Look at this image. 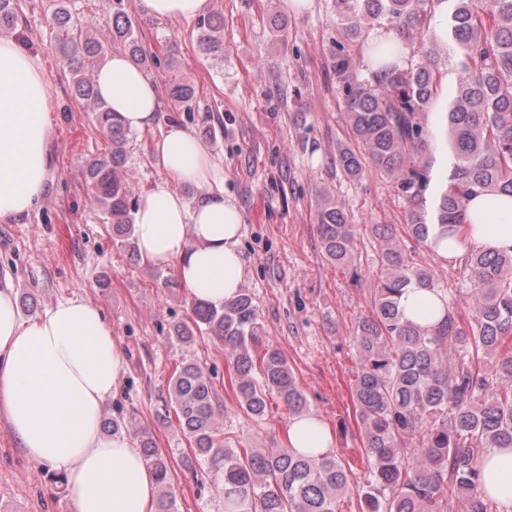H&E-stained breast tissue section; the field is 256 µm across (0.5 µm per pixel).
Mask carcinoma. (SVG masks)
Masks as SVG:
<instances>
[{
	"mask_svg": "<svg viewBox=\"0 0 512 512\" xmlns=\"http://www.w3.org/2000/svg\"><path fill=\"white\" fill-rule=\"evenodd\" d=\"M447 8V28L436 19ZM341 40L331 54L344 92L349 138L336 166L358 182L376 172L405 204L402 231L435 252L478 195L512 197V0H332ZM16 0H0V30L17 29ZM59 55L75 97L95 112L112 148L83 175L112 227V237L138 257L132 189L123 174L128 129L98 97L95 74L106 47L119 41L139 68L159 57L141 46L126 0H112V19L87 28L64 5L54 14ZM199 47L224 51V17L197 23ZM174 105L189 107L193 85L167 86ZM318 235L323 256L356 269V229L346 210L323 193ZM379 274L368 313L352 342L358 357L351 385L354 421L367 456L365 482H351L333 453L295 448L233 447L218 424L223 413L213 372L194 360L168 380L163 418L175 417L189 443L181 463L213 475L224 512H341L355 495L360 512H500L480 488V459L512 448V254L478 251L464 268L472 308L453 301L430 329L408 319L400 302L409 289L448 293L412 262L397 234L374 225ZM208 335L223 346L238 405L264 419L267 399L294 416L307 400L280 349L263 339L251 295L239 291L224 307L196 302L170 337L188 345ZM158 485L155 512H175L172 468L153 433H135Z\"/></svg>",
	"mask_w": 512,
	"mask_h": 512,
	"instance_id": "obj_1",
	"label": "carcinoma"
}]
</instances>
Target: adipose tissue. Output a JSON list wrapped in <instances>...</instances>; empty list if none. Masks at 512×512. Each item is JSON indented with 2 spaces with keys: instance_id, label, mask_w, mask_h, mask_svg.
Masks as SVG:
<instances>
[{
  "instance_id": "ef3b65f1",
  "label": "adipose tissue",
  "mask_w": 512,
  "mask_h": 512,
  "mask_svg": "<svg viewBox=\"0 0 512 512\" xmlns=\"http://www.w3.org/2000/svg\"><path fill=\"white\" fill-rule=\"evenodd\" d=\"M158 19H195L211 0H137ZM98 94L125 127H150L159 110L155 83L116 53L96 74ZM49 83L40 62L0 40V223L16 224L42 202L52 171ZM154 156L166 175L141 196L134 213L143 260L173 269L191 300L220 307L237 294L243 259L242 217L223 190L188 205L176 184L220 177L206 147L171 123ZM512 252V197H476L467 224L437 250L448 262L471 251ZM125 372L122 349L102 310L84 296L63 298L23 318L11 285H0V419L25 456L60 469L73 512H154L156 484L140 448L123 434L105 435L102 408ZM284 444L331 452L334 435L317 415L291 418ZM482 482L500 512H512V448L481 462Z\"/></svg>"
}]
</instances>
